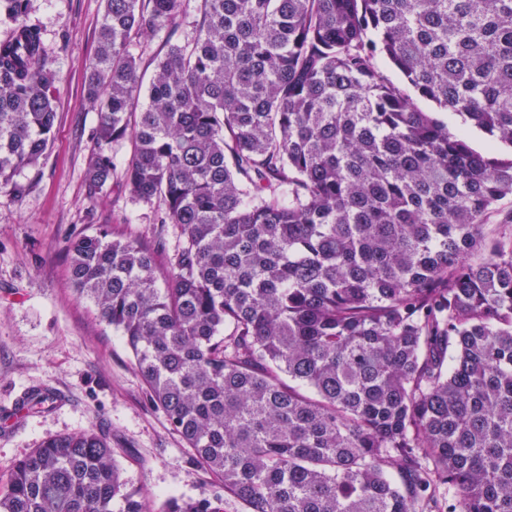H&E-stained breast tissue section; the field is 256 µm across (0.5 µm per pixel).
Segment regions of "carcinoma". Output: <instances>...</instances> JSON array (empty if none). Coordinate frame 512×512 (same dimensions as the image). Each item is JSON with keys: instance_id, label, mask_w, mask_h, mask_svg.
Segmentation results:
<instances>
[{"instance_id": "obj_1", "label": "carcinoma", "mask_w": 512, "mask_h": 512, "mask_svg": "<svg viewBox=\"0 0 512 512\" xmlns=\"http://www.w3.org/2000/svg\"><path fill=\"white\" fill-rule=\"evenodd\" d=\"M186 0H105L84 180L128 141L129 194L180 244L65 238L69 278L150 401L249 512H512V0H196L148 87L132 43ZM31 0H0V195L56 119ZM496 222H490L491 217ZM29 410L52 406L33 389ZM150 512L95 427L19 459L0 512ZM166 512H221L171 498ZM378 65L384 76H386L394 84L404 88L408 93L414 96L413 91L406 84L402 74L396 68H394L386 59L379 58ZM415 98L417 105L421 109L429 112H434L433 115L441 122L447 124L450 130L454 131L457 129H465L467 131L469 144L474 150L486 153L491 152V154L496 156H505L510 152L508 148L499 144H495L494 147L492 148V141L486 134H484L477 128H474L470 125H465L462 121V118L456 115L455 113L442 109L431 101L420 99L417 97Z\"/></svg>"}]
</instances>
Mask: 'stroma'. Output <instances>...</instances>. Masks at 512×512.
I'll return each mask as SVG.
<instances>
[{
    "mask_svg": "<svg viewBox=\"0 0 512 512\" xmlns=\"http://www.w3.org/2000/svg\"><path fill=\"white\" fill-rule=\"evenodd\" d=\"M104 0H32L60 81L51 146L37 172H23L27 191L0 196V417L30 390L58 400L0 435V491L14 463L49 437L101 428L111 439L127 489L162 512L172 497L220 499L223 512H248L225 495L212 474L148 399L122 337L78 297L69 278L65 238L106 227L112 238L163 241L159 264L180 242L174 226L154 222L157 203L132 200L121 177L101 197H89L84 169L99 114L83 102L87 67L96 46Z\"/></svg>",
    "mask_w": 512,
    "mask_h": 512,
    "instance_id": "obj_1",
    "label": "stroma"
}]
</instances>
